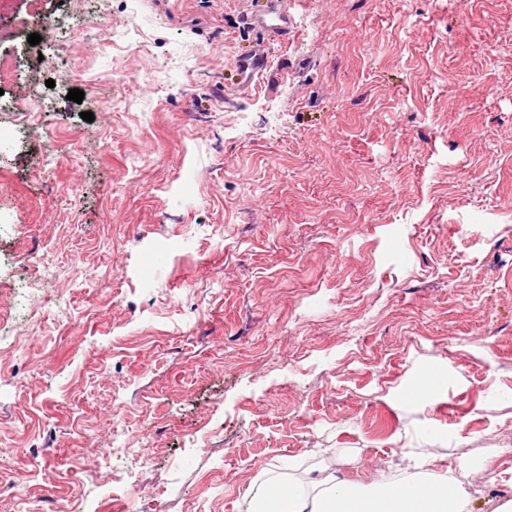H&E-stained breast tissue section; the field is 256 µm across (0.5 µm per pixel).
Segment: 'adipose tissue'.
<instances>
[{"label":"adipose tissue","mask_w":512,"mask_h":512,"mask_svg":"<svg viewBox=\"0 0 512 512\" xmlns=\"http://www.w3.org/2000/svg\"><path fill=\"white\" fill-rule=\"evenodd\" d=\"M436 460L431 452L419 453L414 473L382 460L371 480L361 483L327 474L285 484L272 475L255 486L248 512H469L465 486L488 472V462L461 460L437 473Z\"/></svg>","instance_id":"1"}]
</instances>
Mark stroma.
<instances>
[{
  "mask_svg": "<svg viewBox=\"0 0 512 512\" xmlns=\"http://www.w3.org/2000/svg\"><path fill=\"white\" fill-rule=\"evenodd\" d=\"M289 3L228 106L263 0H0V512L424 448L512 499V0ZM233 67L238 90H248L269 69V59L265 47L259 45L239 56Z\"/></svg>",
  "mask_w": 512,
  "mask_h": 512,
  "instance_id": "35a3bbf8",
  "label": "stroma"
}]
</instances>
